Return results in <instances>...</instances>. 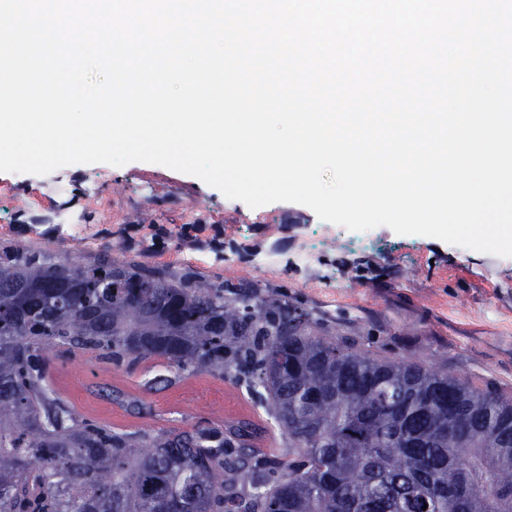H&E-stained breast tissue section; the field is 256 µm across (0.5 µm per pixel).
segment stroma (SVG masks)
<instances>
[{
    "mask_svg": "<svg viewBox=\"0 0 512 512\" xmlns=\"http://www.w3.org/2000/svg\"><path fill=\"white\" fill-rule=\"evenodd\" d=\"M0 244L57 261L110 251L121 260L232 283L286 288L374 354L435 365L512 398V257L477 252L386 226L361 233L307 206L255 209L200 179L143 162L75 164L46 175L0 172ZM312 257L299 261V253ZM271 253L277 263H255ZM235 263H225V255ZM47 387L79 418L116 432L240 431L244 447L280 454L284 436L253 391L205 372L177 374L146 360L132 369L94 352L51 350Z\"/></svg>",
    "mask_w": 512,
    "mask_h": 512,
    "instance_id": "1",
    "label": "stroma"
}]
</instances>
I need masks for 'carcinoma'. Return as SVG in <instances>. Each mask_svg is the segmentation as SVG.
Wrapping results in <instances>:
<instances>
[{"instance_id":"obj_1","label":"carcinoma","mask_w":512,"mask_h":512,"mask_svg":"<svg viewBox=\"0 0 512 512\" xmlns=\"http://www.w3.org/2000/svg\"><path fill=\"white\" fill-rule=\"evenodd\" d=\"M157 359L258 394L286 451L221 425L118 433L46 388V354ZM0 512H512V399L378 358L259 284L0 247Z\"/></svg>"}]
</instances>
